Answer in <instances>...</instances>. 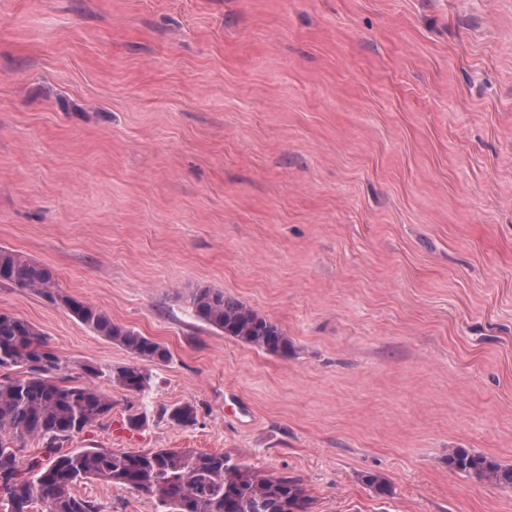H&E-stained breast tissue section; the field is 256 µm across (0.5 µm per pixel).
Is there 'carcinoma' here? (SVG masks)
<instances>
[{
    "label": "carcinoma",
    "instance_id": "obj_1",
    "mask_svg": "<svg viewBox=\"0 0 512 512\" xmlns=\"http://www.w3.org/2000/svg\"><path fill=\"white\" fill-rule=\"evenodd\" d=\"M0 282L39 294L141 361L107 369L85 365L73 376L69 366L47 349L43 334L32 323L0 312V512H101L96 501L75 492L90 479L147 496L162 512H311L312 498L300 477L266 474L224 452L181 448L58 452L61 443L112 412V400L92 378L106 376L133 393H143L150 387L151 373L142 363H162L168 351L113 322L94 305L61 291L48 267L1 247ZM190 305L199 321L227 338L272 355L286 357L293 351L281 326L220 289H195ZM169 418L180 426H192L196 409L185 403L173 408ZM29 439L42 442L47 460L32 458L20 464L17 451ZM447 462L451 470L512 488V466L482 453L455 448ZM362 481L379 498L392 494L390 482L379 474L366 473Z\"/></svg>",
    "mask_w": 512,
    "mask_h": 512
}]
</instances>
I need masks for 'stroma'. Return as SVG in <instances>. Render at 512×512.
<instances>
[{
    "label": "stroma",
    "instance_id": "stroma-1",
    "mask_svg": "<svg viewBox=\"0 0 512 512\" xmlns=\"http://www.w3.org/2000/svg\"><path fill=\"white\" fill-rule=\"evenodd\" d=\"M0 247L169 351L144 395L96 378L112 412L63 451L229 452L313 512H512L445 462L512 465V0H0ZM200 286L293 352L199 322ZM0 311L70 366L136 361L34 292ZM194 316L224 337L239 341L268 354L288 356L293 345L281 326L224 290L199 287L191 294Z\"/></svg>",
    "mask_w": 512,
    "mask_h": 512
}]
</instances>
